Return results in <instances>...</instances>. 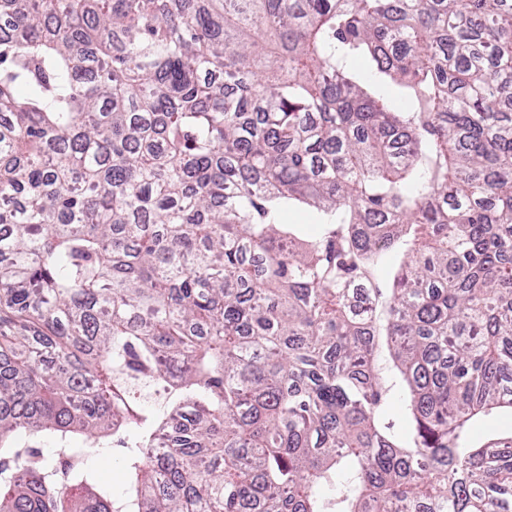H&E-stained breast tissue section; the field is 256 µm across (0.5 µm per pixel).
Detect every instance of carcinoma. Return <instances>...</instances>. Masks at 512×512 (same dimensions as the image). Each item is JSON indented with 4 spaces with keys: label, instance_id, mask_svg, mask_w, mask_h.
I'll list each match as a JSON object with an SVG mask.
<instances>
[{
    "label": "carcinoma",
    "instance_id": "carcinoma-1",
    "mask_svg": "<svg viewBox=\"0 0 512 512\" xmlns=\"http://www.w3.org/2000/svg\"><path fill=\"white\" fill-rule=\"evenodd\" d=\"M1 18L0 512H512V0ZM512 429V414L499 413L475 424L472 435L486 437ZM124 453V448L117 446L116 443H111L103 453L88 461L89 466L109 484L114 497L122 495L125 488Z\"/></svg>",
    "mask_w": 512,
    "mask_h": 512
}]
</instances>
